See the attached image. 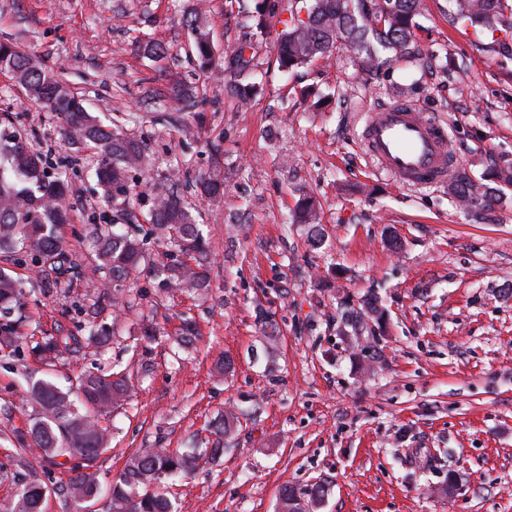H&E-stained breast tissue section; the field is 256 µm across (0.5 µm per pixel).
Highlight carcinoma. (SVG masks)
<instances>
[{"mask_svg": "<svg viewBox=\"0 0 512 512\" xmlns=\"http://www.w3.org/2000/svg\"><path fill=\"white\" fill-rule=\"evenodd\" d=\"M424 9L423 0H307L302 10L291 14L280 34L279 62L291 70L325 58L345 48L361 59L365 69L379 68L415 52L414 19ZM452 23L488 34L493 53L512 51V0H448ZM191 50L204 67L213 65L212 40L199 19L188 21ZM12 74L28 97L64 118L66 134L93 149L97 156L94 175L104 196L113 203L126 199L129 173L142 170L147 155L141 143L129 137L117 124L106 125L89 114L83 100L70 92L55 76L47 73L16 45L0 42V71ZM259 86L238 83L230 91L239 102L256 97ZM66 166H51L30 148L27 133L10 120L0 124V252L22 255L33 264L49 263L59 274L75 264L55 236V227L73 220L65 201ZM448 194L466 212L485 220L494 210L496 197L486 184L466 171L448 183ZM151 221L160 240L177 244L189 260L170 262L158 271L161 288L198 292L207 287L209 263L198 224L186 202L174 193H158L152 201ZM319 215L312 199L299 204L297 223L310 225L318 234ZM94 267L103 270L119 285L129 279L150 257L145 239L130 231L118 232L107 224L96 229L92 241ZM23 289L10 274L0 269V314L9 317L21 310ZM131 385L125 376L89 372L78 380L77 392L86 406L102 415L125 400ZM38 406L30 431V452L55 466V458H79L82 463L68 469L66 491L76 502L98 500L100 486L95 466L108 443L107 428L99 420L75 410L69 393L50 382H38L29 391ZM233 420L226 417L215 426L218 440L213 448L186 451L169 448H141L128 456L118 476L112 479L107 498L109 512H172L165 495L148 488L166 478L186 477L205 459L224 453L223 437L231 433ZM145 488L147 492L140 493ZM325 490L315 483L301 493L291 485L282 487L279 512H307L320 504ZM44 493L33 483L22 485L10 512H41Z\"/></svg>", "mask_w": 512, "mask_h": 512, "instance_id": "cac0c4a2", "label": "carcinoma"}]
</instances>
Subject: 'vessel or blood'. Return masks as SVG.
Instances as JSON below:
<instances>
[{
	"mask_svg": "<svg viewBox=\"0 0 512 512\" xmlns=\"http://www.w3.org/2000/svg\"><path fill=\"white\" fill-rule=\"evenodd\" d=\"M362 141L377 166L404 185L446 183L459 165L443 126L403 99L366 113Z\"/></svg>",
	"mask_w": 512,
	"mask_h": 512,
	"instance_id": "b4317fda",
	"label": "vessel or blood"
}]
</instances>
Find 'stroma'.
<instances>
[{
    "label": "stroma",
    "instance_id": "stroma-1",
    "mask_svg": "<svg viewBox=\"0 0 512 512\" xmlns=\"http://www.w3.org/2000/svg\"><path fill=\"white\" fill-rule=\"evenodd\" d=\"M257 0H0V41L59 76L89 111L122 125L149 158L126 205L105 201L92 157L64 123L0 74V115L30 134L49 162L69 164L74 221L59 227L79 261L64 277L0 257L23 285L17 342L0 349V512L39 482L43 512H75L67 471L17 450L32 424V382L75 386L87 371L129 373L130 398L102 419L111 443L96 468L109 485L140 448L187 450L211 439L225 411L238 422L220 458L163 490L177 512H276L282 485L323 483L315 512H512V190L492 221L475 222L447 186L397 184L366 156L363 115L396 99L446 127L451 153L476 179L512 164V55L493 56L448 19V0L416 17L419 51L373 73L337 51L283 71L278 36L294 0H273L257 33ZM201 15L216 60L241 43L251 64L223 79L190 52L186 19ZM166 49L143 56L141 41ZM189 88L170 95L169 77ZM255 82L240 109L229 91ZM224 181L221 201L196 180ZM171 191L196 208L211 287L159 292L160 264L180 258L153 238V197ZM319 205L323 237L293 223L301 193ZM101 224L147 237L151 264L113 302L85 263ZM384 316L343 335L346 307L365 296ZM198 339L178 352L183 320ZM95 323L107 344L87 340ZM278 340L265 337L268 323ZM153 324L158 340L141 338ZM69 349L44 362L46 339ZM234 369L218 372V356Z\"/></svg>",
    "mask_w": 512,
    "mask_h": 512
}]
</instances>
